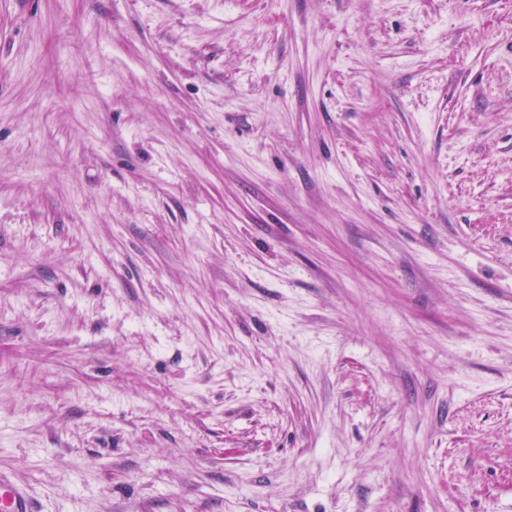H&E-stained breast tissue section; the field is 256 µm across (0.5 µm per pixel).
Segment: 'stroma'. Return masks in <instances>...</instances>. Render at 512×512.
Listing matches in <instances>:
<instances>
[{"instance_id":"stroma-1","label":"stroma","mask_w":512,"mask_h":512,"mask_svg":"<svg viewBox=\"0 0 512 512\" xmlns=\"http://www.w3.org/2000/svg\"><path fill=\"white\" fill-rule=\"evenodd\" d=\"M0 475L512 512V0H0Z\"/></svg>"}]
</instances>
